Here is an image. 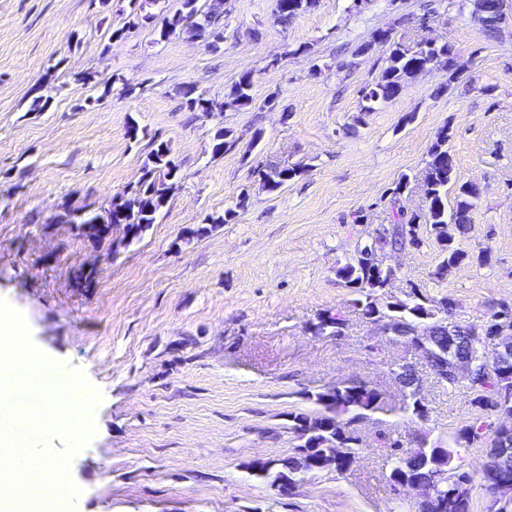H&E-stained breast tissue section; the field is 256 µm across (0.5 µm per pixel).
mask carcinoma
I'll list each match as a JSON object with an SVG mask.
<instances>
[{
  "label": "carcinoma",
  "mask_w": 512,
  "mask_h": 512,
  "mask_svg": "<svg viewBox=\"0 0 512 512\" xmlns=\"http://www.w3.org/2000/svg\"><path fill=\"white\" fill-rule=\"evenodd\" d=\"M158 0H142L138 12L129 18L123 27L112 32V38H126L130 31L143 25L149 15L145 14V5ZM279 17L291 19L316 6L317 0H280ZM176 7L167 12L159 30V37L168 38L183 23L191 20L196 30L205 39L217 43L223 39V30L219 26L221 14L224 13L223 0H211L208 10L199 6V0H176ZM448 55V45L443 44L431 49L423 44L414 54L407 56L393 50L386 59V65L376 79L362 90L363 99L372 105L396 97L405 80L417 75L419 63L429 58L439 59ZM252 73L245 72L232 85L225 106L243 107L251 103ZM183 97L189 109L208 114L211 107L203 95L195 94V89H183ZM452 137L451 127L440 128L436 139L428 151V160L418 182L426 198V208L422 212H409L400 205V197L405 193L410 179L403 176L392 189L391 203L394 222L382 225L375 230L373 238L377 249L385 252L417 246L420 238L418 226L429 224L436 232V240L443 253L440 266L441 274H447L459 266L467 253L461 250L455 239L448 236V224L456 225L461 233L467 230L468 213L474 200L480 194L476 183H460L456 178L455 164L448 152V140ZM179 165L171 157L168 143L158 141L149 152L143 166V175L128 190L112 197L109 208L103 213L95 214L82 221L83 231L92 239L103 242L111 238L112 224L122 223L126 227L125 243L130 244L142 237L151 224L155 223L157 214L167 204L170 193L178 184ZM298 175L295 168L273 169L263 174V187L274 192ZM454 189V204L448 206L449 189ZM336 275L356 288L358 297L351 300V305L363 312L378 309L379 312L393 314L394 317L409 326L421 327L434 325L448 315L449 299H429L417 289H411L405 299L380 304L377 298L379 272L373 266L360 262L340 267ZM460 353L471 354L476 375L471 384L465 385L470 394V405L487 415H498L499 409L512 411V373L499 376L490 370L487 360L491 351L486 346L473 343L470 338L471 325L463 321L457 324ZM319 411L313 415L300 411L291 414V429L300 440L296 447L297 455L288 458L282 467L275 470L268 464L256 468L258 476L274 483L288 479V491H293L299 474L310 473L309 454L305 448H313L316 453L326 458L335 457L338 449H344L341 457H336V471L344 473L349 470L351 459L360 451V437L356 424L384 406L382 393L372 385L361 381H349L328 387L312 395ZM401 410L406 417L416 422L425 418L423 399L411 394H401ZM512 447V424L501 421L487 422L478 415L466 426L460 428L454 436L453 444L466 448L482 447L485 458H493L502 443ZM391 455L396 458L388 482L391 487L408 479L419 489V495L432 501V512H471L473 480L465 471H457L453 480L448 475L439 474L437 456L448 460V467H455L454 450L443 448L423 433L415 447L402 449L392 442L389 445ZM506 470L512 475V455L498 461V466H491L481 472L480 484L488 485L499 476V470Z\"/></svg>",
  "instance_id": "carcinoma-1"
}]
</instances>
